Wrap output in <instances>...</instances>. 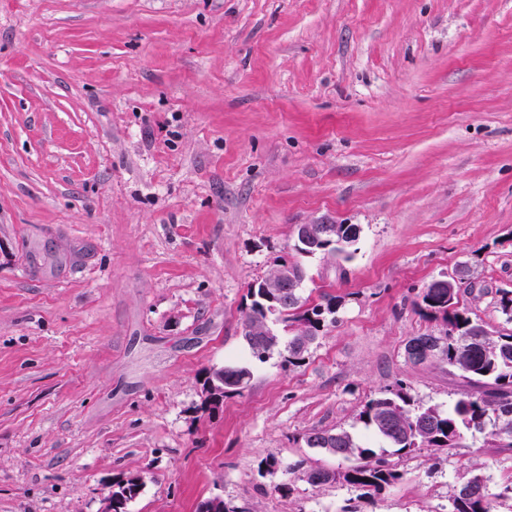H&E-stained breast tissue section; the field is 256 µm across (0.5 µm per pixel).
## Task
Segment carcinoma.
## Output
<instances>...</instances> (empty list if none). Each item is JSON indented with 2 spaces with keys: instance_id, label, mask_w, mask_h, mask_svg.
I'll return each mask as SVG.
<instances>
[{
  "instance_id": "1",
  "label": "carcinoma",
  "mask_w": 512,
  "mask_h": 512,
  "mask_svg": "<svg viewBox=\"0 0 512 512\" xmlns=\"http://www.w3.org/2000/svg\"><path fill=\"white\" fill-rule=\"evenodd\" d=\"M359 235V225L341 224L331 245L314 240L307 246L298 245L297 250L305 256L336 252L348 257ZM248 293L251 305L244 319L247 328L263 325L267 317L273 315L287 328L297 323L305 324L313 332L310 340L314 341L324 327L336 323L340 301L334 297L325 295L321 302L307 306L302 301L301 289L296 288L283 301L272 303L262 299V288L258 281L250 285ZM455 295L456 292L449 291L438 280L424 289L421 300L423 310L433 318H441L445 329L438 335L414 336L410 341L434 340L438 346L436 360L448 363V367L455 370L460 363V348L467 341L475 340L465 371L460 373L473 392L463 393L445 411L438 406L418 403L406 385L399 381L367 400L356 415V421L363 428L388 444L396 454H409L421 448H451L456 439L466 432L481 434L486 441L492 442L498 430L496 408L512 414V333L501 334L495 339L489 337L484 327L471 319L468 311L454 305ZM285 352L284 360L296 366L305 361L308 348L296 346V337L292 336L288 339ZM218 377L224 381V390L212 393L214 404L222 401L225 394L245 388L251 371L245 366H226L213 372L208 381ZM389 407L400 410L401 417L391 430L386 431L383 429V416ZM425 415L431 419V425L427 435L419 436L417 432ZM306 442L311 448L333 449L338 457L359 460L358 464L338 473L336 480L363 491L366 496L380 492L402 478L395 465L378 457L372 446L360 444L347 430H313L307 434ZM479 476L481 473L478 469L471 470L470 477L463 485L469 492H457L451 499L449 512H493L495 499L512 498V482L499 492L492 493L486 481L476 482ZM139 489L140 483L136 480L118 483L112 492L114 512H128V504Z\"/></svg>"
}]
</instances>
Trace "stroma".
<instances>
[{"mask_svg":"<svg viewBox=\"0 0 512 512\" xmlns=\"http://www.w3.org/2000/svg\"><path fill=\"white\" fill-rule=\"evenodd\" d=\"M322 219L359 225L351 258L296 251ZM282 260L341 301L299 366L243 337ZM463 264L461 305L512 331V0H0V512H101L130 475L129 512H442L470 467L506 482L479 435L376 443L402 477L368 499L293 470H345L306 434L359 433L396 381L459 398L405 345ZM227 365L252 379L207 407Z\"/></svg>","mask_w":512,"mask_h":512,"instance_id":"35a3bbf8","label":"stroma"}]
</instances>
